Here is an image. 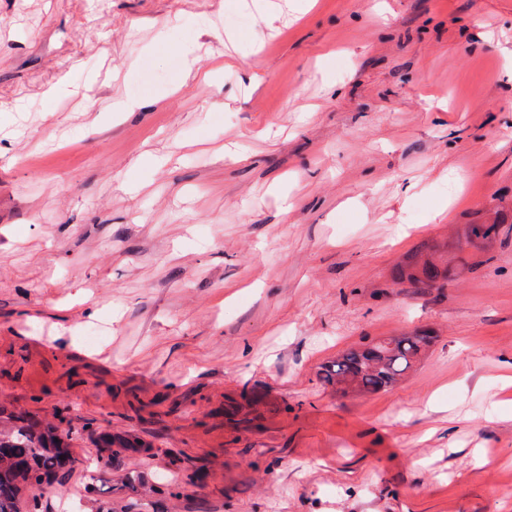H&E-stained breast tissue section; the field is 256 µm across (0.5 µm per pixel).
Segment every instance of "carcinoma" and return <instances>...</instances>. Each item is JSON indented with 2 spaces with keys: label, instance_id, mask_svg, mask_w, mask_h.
Instances as JSON below:
<instances>
[{
  "label": "carcinoma",
  "instance_id": "carcinoma-1",
  "mask_svg": "<svg viewBox=\"0 0 512 512\" xmlns=\"http://www.w3.org/2000/svg\"><path fill=\"white\" fill-rule=\"evenodd\" d=\"M511 232L512 226L496 220L466 224L454 249L462 253ZM453 271L448 252L435 249L411 259L406 268L395 273L394 281L398 285L407 282L413 288H434L447 283ZM432 341L429 333L418 331L347 350L326 366L323 380L345 396L384 391L415 366ZM73 440L74 433L33 415L0 414V448L11 449V454L0 456V512H47L42 499L24 498L26 490L33 486L45 488L54 495L67 494ZM98 441L101 453L97 465L106 469L122 467L125 453L133 450L131 445L110 434L98 436ZM145 483L143 476L127 474L123 487L129 512H141L140 497Z\"/></svg>",
  "mask_w": 512,
  "mask_h": 512
}]
</instances>
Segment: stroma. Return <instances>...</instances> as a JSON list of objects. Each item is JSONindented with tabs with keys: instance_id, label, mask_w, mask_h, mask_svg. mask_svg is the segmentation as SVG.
<instances>
[{
	"instance_id": "stroma-1",
	"label": "stroma",
	"mask_w": 512,
	"mask_h": 512,
	"mask_svg": "<svg viewBox=\"0 0 512 512\" xmlns=\"http://www.w3.org/2000/svg\"><path fill=\"white\" fill-rule=\"evenodd\" d=\"M4 118L0 406L74 432L81 512L126 509L101 433L207 469L149 512H512V234L392 281L512 213V0H0ZM417 329L394 387L321 380ZM454 266L448 260V247L444 252L438 249L427 255H417L409 261L405 269L395 273V284L408 282L413 288H434L444 285L451 279Z\"/></svg>"
}]
</instances>
